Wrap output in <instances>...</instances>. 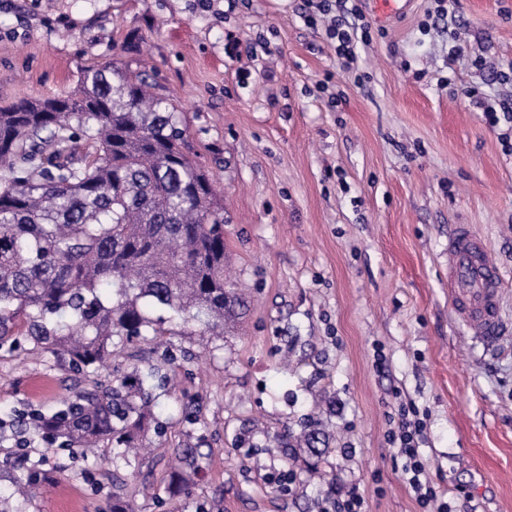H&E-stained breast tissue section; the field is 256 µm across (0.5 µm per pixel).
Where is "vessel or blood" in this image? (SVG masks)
<instances>
[{
  "instance_id": "1",
  "label": "vessel or blood",
  "mask_w": 512,
  "mask_h": 512,
  "mask_svg": "<svg viewBox=\"0 0 512 512\" xmlns=\"http://www.w3.org/2000/svg\"><path fill=\"white\" fill-rule=\"evenodd\" d=\"M448 277L454 309L484 345H493L501 331L502 280L486 260V244L467 224L448 233Z\"/></svg>"
}]
</instances>
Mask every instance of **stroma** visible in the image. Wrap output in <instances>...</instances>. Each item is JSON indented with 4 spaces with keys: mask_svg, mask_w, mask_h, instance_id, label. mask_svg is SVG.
Instances as JSON below:
<instances>
[{
    "mask_svg": "<svg viewBox=\"0 0 512 512\" xmlns=\"http://www.w3.org/2000/svg\"><path fill=\"white\" fill-rule=\"evenodd\" d=\"M361 3L371 40L352 72L300 0H0V105L70 92L116 60L173 102L224 197L225 274L249 301L222 346L171 324L116 345L91 378L27 344L0 351V418L134 365L174 376L154 402L162 444L136 467L31 447L24 467L52 487L26 512H112L116 492L136 512H328L340 488L364 512H512V121L489 125L463 95L512 97V0L435 18L434 0L386 18ZM453 224L504 281L490 351L452 309ZM404 408L425 425V509L387 438ZM306 430L318 454L297 447ZM189 446L190 494L170 495Z\"/></svg>",
    "mask_w": 512,
    "mask_h": 512,
    "instance_id": "stroma-1",
    "label": "stroma"
}]
</instances>
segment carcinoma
<instances>
[{"instance_id":"obj_1","label":"carcinoma","mask_w":512,"mask_h":512,"mask_svg":"<svg viewBox=\"0 0 512 512\" xmlns=\"http://www.w3.org/2000/svg\"><path fill=\"white\" fill-rule=\"evenodd\" d=\"M186 139L176 107L123 63L85 70L71 93L0 107V350L26 342L86 375L116 338L169 322L222 339L242 318L244 299L224 285V205ZM157 374L133 367L15 424L128 463L164 434L151 405L169 378ZM196 454L181 450L173 494L189 493ZM49 483L20 470L0 512H21Z\"/></svg>"}]
</instances>
